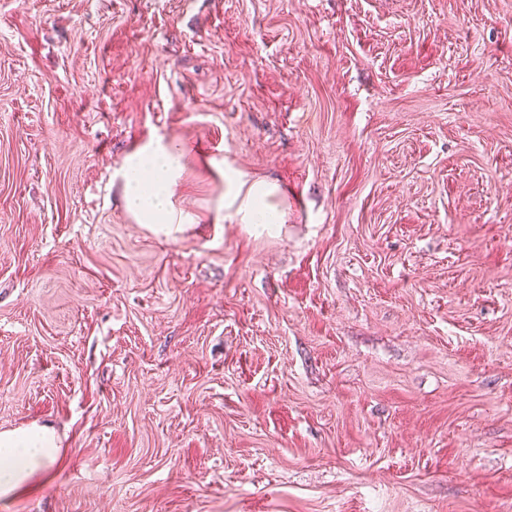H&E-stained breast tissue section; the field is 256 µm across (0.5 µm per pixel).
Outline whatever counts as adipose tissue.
<instances>
[{"instance_id": "adipose-tissue-1", "label": "adipose tissue", "mask_w": 512, "mask_h": 512, "mask_svg": "<svg viewBox=\"0 0 512 512\" xmlns=\"http://www.w3.org/2000/svg\"><path fill=\"white\" fill-rule=\"evenodd\" d=\"M186 152L174 142L158 139L137 148L119 172L124 209L139 224L176 238L191 216L177 209L175 189L184 170ZM226 189L215 212L217 222L280 224L285 213L278 185L249 180L232 168L223 172ZM57 452L55 435L46 427L0 434V498L13 496Z\"/></svg>"}]
</instances>
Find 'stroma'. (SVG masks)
Returning a JSON list of instances; mask_svg holds the SVG:
<instances>
[{
    "label": "stroma",
    "instance_id": "35a3bbf8",
    "mask_svg": "<svg viewBox=\"0 0 512 512\" xmlns=\"http://www.w3.org/2000/svg\"><path fill=\"white\" fill-rule=\"evenodd\" d=\"M183 143L176 238L118 173ZM281 224H218L221 166ZM0 512H512V0H0ZM55 435L47 427L0 434V498L13 496L39 470L55 459Z\"/></svg>",
    "mask_w": 512,
    "mask_h": 512
}]
</instances>
